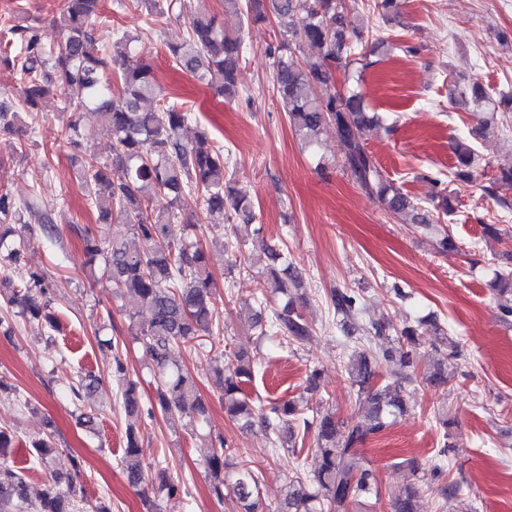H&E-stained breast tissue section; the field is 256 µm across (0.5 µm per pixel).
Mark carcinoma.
<instances>
[{"instance_id":"obj_1","label":"carcinoma","mask_w":512,"mask_h":512,"mask_svg":"<svg viewBox=\"0 0 512 512\" xmlns=\"http://www.w3.org/2000/svg\"><path fill=\"white\" fill-rule=\"evenodd\" d=\"M175 6L178 16L186 19L187 29L183 41L166 44L170 58L200 81L208 74L219 75L220 91L236 96L244 59L243 37L224 31L207 0H116L117 9L141 7L150 19ZM224 8L242 15L248 25L274 17L302 26L310 55L284 40L268 46L266 54L273 69V89L294 133L317 159V170L329 168V159L321 152V135L332 125L344 147V171L389 212L408 216L411 224L429 227L440 215L454 211L445 187L429 201L419 202L385 177L368 148V132L378 117L369 111L361 92L336 88V72L346 71L354 63L367 68L369 57L387 44L388 38L379 36L364 44L358 24L345 12L342 0H224ZM101 18V0H64L54 20L60 35L57 51L47 48L40 27L12 25L0 37V65L17 71L27 111H36L51 93L75 88L78 102L74 111L96 113L100 130L112 138V164L92 158L81 176L87 197L97 209V223L85 224L75 232L86 263L97 265L102 280L131 310L130 335L149 353L159 378L156 404L161 414L169 418L187 412L203 415L205 406L196 383L179 365L177 355L181 349L194 346L199 337L224 334L226 309L208 271L209 251L191 232L195 225L185 224L183 236L177 239L170 227L181 220L178 204L187 194L201 198L207 213H218L228 221L253 220V207L226 170L224 148L211 145L204 131L191 139L185 137V127L192 119L189 111L175 104L145 108L160 95L152 69L136 58L137 39L127 32L114 33L110 47L100 46ZM468 93L482 110L493 112L500 101L512 105V95L496 102L476 84L461 95ZM21 132L20 112L0 101V133ZM455 157L448 181L470 180L479 161L476 150L460 143ZM158 198L167 200L169 207L156 209L154 200ZM32 219L52 246L57 264L68 259L39 202L34 198L18 201L0 191V295L17 306L28 321L51 327L47 274L27 269L22 260V230H34ZM113 223L127 225L140 245L133 246L124 238L107 239L102 225ZM265 253L270 273L260 282L252 324L255 340L275 337L285 344L308 342L314 336V325L288 296V283L296 282L298 273L280 249L267 245ZM491 287L506 321L512 317V265H498ZM331 306L333 316L353 321L362 312L363 298L352 289L338 288L331 292ZM136 310L148 312L145 323L135 322ZM392 329L388 323H373L353 344L346 345L344 371L355 402L366 411L364 425L351 417L338 418L334 411L308 418L304 405L294 399L264 405L245 390L254 370L248 350L239 348L230 362L224 354L216 355L214 374L222 388L228 418L243 430L257 423L264 427L272 454L283 443L284 430L305 436L315 429L311 453L317 463L311 471L296 466L283 498L271 508L262 500L261 473L233 461L221 439L220 450L207 462L212 494L218 499L226 494L234 496L240 512H358L377 506L382 500L381 489L364 446L407 412L406 385L413 382L419 341L418 329L408 325L396 331L393 346L376 349L375 341ZM100 346L112 351L115 371L125 373L117 339L102 340ZM384 361L398 367L392 381L379 380ZM100 382L91 374L79 378L69 387L71 403L78 405ZM120 403L129 418L153 414V409L142 403L139 384L133 380L126 381ZM10 445V436L0 431V512H25L27 478L3 461ZM121 467L130 484L145 481L140 435L132 425L126 431ZM67 483L62 487L58 476L45 482L38 495L37 512H77L73 478H67ZM388 512H422L420 488L409 485L391 497Z\"/></svg>"}]
</instances>
